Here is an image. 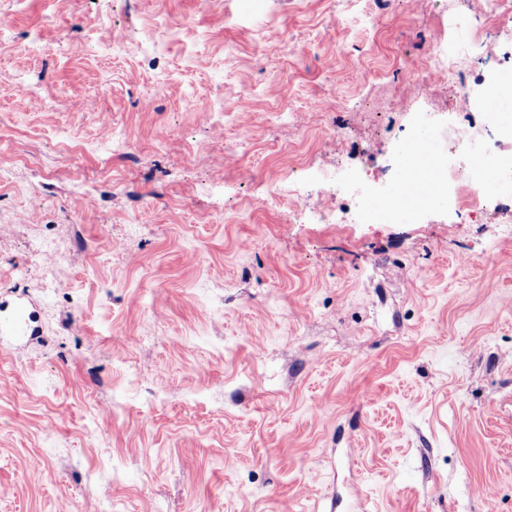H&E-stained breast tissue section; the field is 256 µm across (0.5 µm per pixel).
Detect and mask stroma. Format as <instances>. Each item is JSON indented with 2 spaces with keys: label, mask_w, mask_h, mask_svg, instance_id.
Masks as SVG:
<instances>
[{
  "label": "stroma",
  "mask_w": 512,
  "mask_h": 512,
  "mask_svg": "<svg viewBox=\"0 0 512 512\" xmlns=\"http://www.w3.org/2000/svg\"><path fill=\"white\" fill-rule=\"evenodd\" d=\"M477 27L0 0V512H512V202L313 215L331 176L403 183L415 113L452 110L430 47Z\"/></svg>",
  "instance_id": "35a3bbf8"
}]
</instances>
